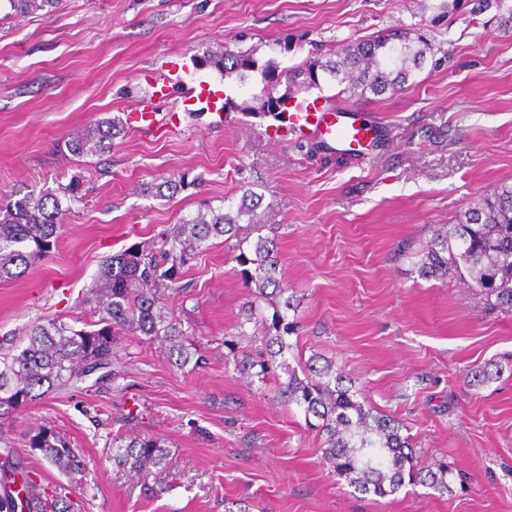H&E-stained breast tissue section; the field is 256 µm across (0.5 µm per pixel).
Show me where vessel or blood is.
I'll list each match as a JSON object with an SVG mask.
<instances>
[{
	"label": "vessel or blood",
	"instance_id": "obj_1",
	"mask_svg": "<svg viewBox=\"0 0 512 512\" xmlns=\"http://www.w3.org/2000/svg\"><path fill=\"white\" fill-rule=\"evenodd\" d=\"M184 100L201 104L210 115L211 126L223 128L224 105L220 91L188 86L184 89ZM125 122L140 134L158 132L163 126L150 103L128 112ZM382 130L383 121L379 115L364 116L354 108L329 100L321 103L303 100L287 117L279 118L277 125L262 127L259 133L268 139L286 133L317 141L328 150L349 154L358 148L366 150L372 147Z\"/></svg>",
	"mask_w": 512,
	"mask_h": 512
}]
</instances>
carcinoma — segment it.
<instances>
[{
  "label": "carcinoma",
  "mask_w": 512,
  "mask_h": 512,
  "mask_svg": "<svg viewBox=\"0 0 512 512\" xmlns=\"http://www.w3.org/2000/svg\"><path fill=\"white\" fill-rule=\"evenodd\" d=\"M59 2L9 0L11 8L21 14L52 9ZM428 51L427 41H415L396 31L331 47L327 61L299 64L287 77L277 61L260 63L251 51L222 49L205 55L204 62L226 77L237 76L241 83L251 72L259 73L263 82L283 81L290 99L296 97L292 91L295 79L303 76L317 87L321 72L336 80L344 94L378 96L408 86ZM119 134L115 121H101L67 138L65 146L76 157L102 154ZM79 191L80 182L73 180L37 195L28 193L0 202V278L24 273L35 259L51 252L70 211L63 202L78 201ZM260 206L261 198L246 191L234 210L209 208L164 229L160 232L162 249L157 253L134 247L104 260L94 287L83 298L91 314L98 316L93 328L77 329L62 319H48L28 331L25 346L0 353V418L87 375L89 360H97L99 369L110 367L115 338L122 333L160 338L168 344L175 365L188 364L197 348L182 323L165 311L163 297L178 291L184 267L211 239L237 237L244 217L254 230H261ZM243 244L242 240L235 244L237 259L246 266L244 273L256 291L242 312L237 332L244 336L245 325L254 324L266 341L267 357L252 360L245 356L237 366L252 372L260 382L279 370L287 375L278 394L298 407L309 425L325 436L323 460L355 491L385 498L407 484L427 481L442 493L451 491L448 466L425 474L416 468L410 437L401 434L403 423L359 401L333 361L314 354L306 361L296 356L289 362L288 354L293 351L289 337L297 326L288 320L293 301L283 297L288 289L281 285L276 244L262 235L248 252ZM419 272L423 277L459 279L490 309L512 308V185L501 184L475 200L457 223L439 228L422 254ZM270 287L272 295L267 293ZM29 448L69 478L86 470L80 450L47 425L30 436ZM167 456L165 439L158 435L112 437V461L146 476ZM36 477L12 442L0 434V512H78L65 487L43 486Z\"/></svg>",
  "instance_id": "obj_1"
}]
</instances>
